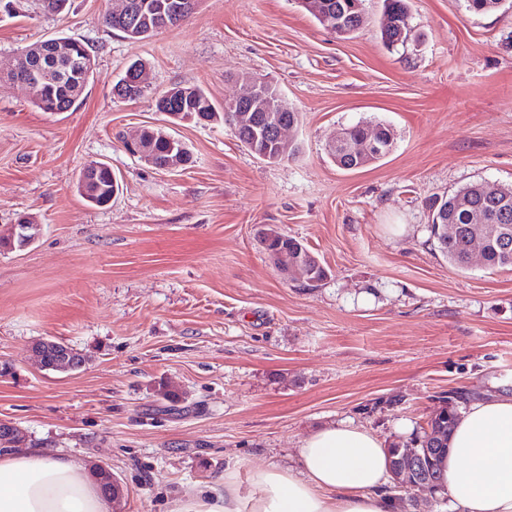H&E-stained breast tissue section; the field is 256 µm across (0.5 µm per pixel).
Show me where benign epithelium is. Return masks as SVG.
Returning a JSON list of instances; mask_svg holds the SVG:
<instances>
[{"mask_svg":"<svg viewBox=\"0 0 512 512\" xmlns=\"http://www.w3.org/2000/svg\"><path fill=\"white\" fill-rule=\"evenodd\" d=\"M301 3L318 14L334 33L343 35L341 20L331 16L322 0H301ZM0 78L21 83L32 90L39 84L41 76L24 69L22 59L16 55L0 68ZM242 82L244 83L243 91L224 101L227 123L235 130L241 127L250 128L253 137L250 150L261 158L277 161L288 156L293 145L289 134L296 124L284 119L279 120L276 116L278 112L288 111L287 100L262 76H246L242 78ZM119 84L122 86L130 84L141 88L148 84V71L137 65L119 81ZM377 148V143L369 139L352 145L350 149L352 166H357L361 158L374 155ZM32 228L37 230L39 225L33 222L13 225L4 249H23L31 245L38 237L36 233L29 234ZM311 258L313 255L310 253H300L291 260L286 254L274 256L278 270L286 279L300 275L296 265ZM34 348L41 367L46 370L71 372L82 368L85 364V357L82 354L71 351L65 346L62 348L57 346L49 350L39 340L34 344ZM23 441L24 433L21 429L10 422L0 421V451H14L23 446ZM431 452H433L431 448L396 449L394 455L390 457L392 490L418 489L434 494L437 481L429 466Z\"/></svg>","mask_w":512,"mask_h":512,"instance_id":"obj_1","label":"benign epithelium"}]
</instances>
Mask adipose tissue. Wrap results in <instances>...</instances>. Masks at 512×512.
I'll list each match as a JSON object with an SVG mask.
<instances>
[{"label":"adipose tissue","instance_id":"ef3b65f1","mask_svg":"<svg viewBox=\"0 0 512 512\" xmlns=\"http://www.w3.org/2000/svg\"><path fill=\"white\" fill-rule=\"evenodd\" d=\"M440 468L448 512H512V398L472 402ZM382 441L352 421L305 437L288 468H259L242 498L232 476L223 488L194 486L176 512H392ZM0 512H112L94 469L39 451L0 455Z\"/></svg>","mask_w":512,"mask_h":512}]
</instances>
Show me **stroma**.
<instances>
[{"label": "stroma", "instance_id": "stroma-1", "mask_svg": "<svg viewBox=\"0 0 512 512\" xmlns=\"http://www.w3.org/2000/svg\"><path fill=\"white\" fill-rule=\"evenodd\" d=\"M13 3L0 59L58 37L94 57L67 112L0 85V236L22 216L40 226L0 253V420L28 447L108 465L113 512H175L183 489L228 470L250 495L253 468L288 466L322 425L351 419L402 448L448 392L512 396V267L450 265L429 208L474 182L512 187V7L407 0L408 39L389 48L383 0H365L361 32L344 38L299 0H199L142 40L105 26L113 0L60 14ZM138 60L147 91L114 97ZM248 75L299 112L294 156L266 161L221 122L172 127L193 155L177 172L125 152L123 137L165 124L157 93L197 85L220 108ZM371 121L392 127V151L339 169L329 142ZM93 161L119 181L104 207L79 188ZM264 229L303 240L326 279L286 281ZM42 338L85 366L40 368Z\"/></svg>", "mask_w": 512, "mask_h": 512}]
</instances>
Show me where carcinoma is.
<instances>
[{"label": "carcinoma", "instance_id": "1", "mask_svg": "<svg viewBox=\"0 0 512 512\" xmlns=\"http://www.w3.org/2000/svg\"><path fill=\"white\" fill-rule=\"evenodd\" d=\"M133 2L140 6L142 29L128 35V38L144 39L161 30L176 26L179 15L182 13L184 0H133ZM352 2L354 0H325L329 10L344 15L345 26L350 36L360 30V26L355 23L353 11L349 9ZM405 13H407L405 0H384L379 28L381 38L387 45H393L392 38L399 35L398 22L400 16ZM74 44L75 50L70 59L56 56L48 39L39 44L37 53L26 55L30 66L43 73V81L35 88L33 95L35 105L44 112L53 106L60 107L65 103H72L75 82H80L82 88L87 83L84 73H74L73 62L84 59V52L89 50V46L80 39L74 40ZM178 111L194 115L201 112L208 118H224V113L216 111L214 104L201 88L198 89L197 96L181 100L178 103ZM347 131L352 141L372 135L382 139L383 145L389 148L394 145L393 129L382 122L373 125L356 124L348 127ZM143 139L147 157L155 167L166 163L181 145V142L163 135L158 128L143 131ZM80 183L84 193H95L94 200L97 203L103 204L112 196V170L106 165L100 166L96 162L87 165L83 169ZM477 212L500 228L498 236L489 241L485 265L512 267V189L505 187L487 189L483 183L470 184L440 199L435 207L438 223L431 225V235L436 240L439 251L449 263L460 269L466 268L469 242L476 229L471 216ZM444 224L459 225V234L454 238L443 236L441 227ZM262 242L267 251L286 249L293 252L303 246V243L296 238L272 229L263 233ZM442 403L444 404L442 438L431 440L427 444L431 448L440 449L439 453L432 456L433 472L438 478L441 477V472L437 468V462L447 452L448 438L459 419L462 401L460 396L455 395L443 399Z\"/></svg>", "mask_w": 512, "mask_h": 512}]
</instances>
